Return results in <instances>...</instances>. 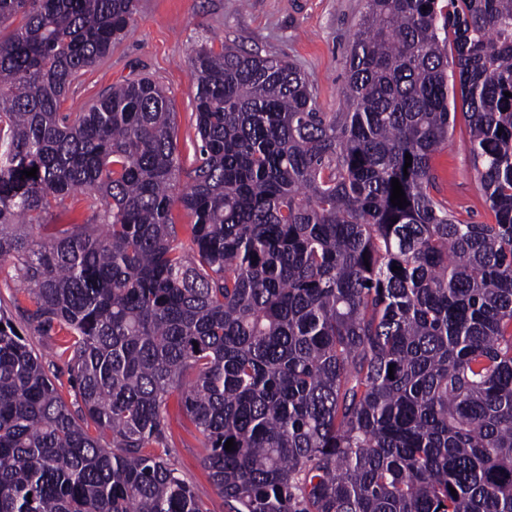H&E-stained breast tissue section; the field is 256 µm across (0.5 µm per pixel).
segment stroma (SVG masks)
I'll use <instances>...</instances> for the list:
<instances>
[{
  "label": "stroma",
  "instance_id": "obj_1",
  "mask_svg": "<svg viewBox=\"0 0 512 512\" xmlns=\"http://www.w3.org/2000/svg\"><path fill=\"white\" fill-rule=\"evenodd\" d=\"M365 0H138L124 38L99 65L74 80L62 109L89 107L112 86L147 76L163 86L177 114V148L183 161L194 154V78L187 57L201 43L235 44L263 55L293 62L308 78L322 111L342 106L345 59L357 30ZM467 107L457 104L448 145L431 161L432 194L459 218L492 222L470 153ZM32 303L20 287L12 265L0 267V312L8 316L28 345L44 357L59 343L30 326L24 316ZM167 459L182 478L199 489L210 512H224V499L201 464V435L169 398Z\"/></svg>",
  "mask_w": 512,
  "mask_h": 512
}]
</instances>
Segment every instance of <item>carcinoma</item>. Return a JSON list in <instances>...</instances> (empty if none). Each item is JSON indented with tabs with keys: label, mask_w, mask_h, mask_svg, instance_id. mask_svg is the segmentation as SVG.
Wrapping results in <instances>:
<instances>
[{
	"label": "carcinoma",
	"mask_w": 512,
	"mask_h": 512,
	"mask_svg": "<svg viewBox=\"0 0 512 512\" xmlns=\"http://www.w3.org/2000/svg\"><path fill=\"white\" fill-rule=\"evenodd\" d=\"M137 4L0 0V263L75 394L0 318V512H210L149 451L174 394L224 512H512V0H366L337 112L200 45L187 167L152 80L61 111ZM450 63L493 224L431 194ZM78 194L90 221L20 230Z\"/></svg>",
	"instance_id": "carcinoma-1"
}]
</instances>
